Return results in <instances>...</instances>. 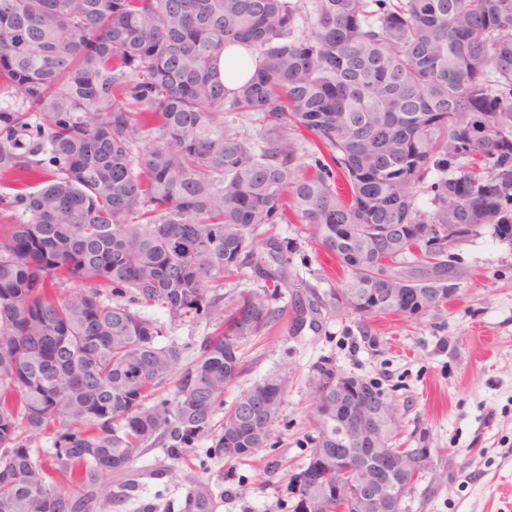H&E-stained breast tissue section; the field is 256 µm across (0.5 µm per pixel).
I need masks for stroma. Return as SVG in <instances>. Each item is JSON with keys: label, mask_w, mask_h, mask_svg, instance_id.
I'll return each instance as SVG.
<instances>
[{"label": "stroma", "mask_w": 512, "mask_h": 512, "mask_svg": "<svg viewBox=\"0 0 512 512\" xmlns=\"http://www.w3.org/2000/svg\"><path fill=\"white\" fill-rule=\"evenodd\" d=\"M274 232L293 242L288 274L295 290L316 294L322 306L317 327L302 336L280 324L250 341L245 372L224 392L229 403L267 376L287 377L266 448L228 463L210 454L208 436L177 461L155 447L137 463L151 478L104 512H183L200 480L213 492L210 512H292L291 477L304 465L314 431L305 378L322 358L384 391L401 425L394 447L430 449L433 468L408 494V512H512V243L486 232L455 249L459 289L440 311L359 318L333 308L341 270L305 225L279 224ZM153 317L185 346L188 361L215 329L161 311Z\"/></svg>", "instance_id": "1"}]
</instances>
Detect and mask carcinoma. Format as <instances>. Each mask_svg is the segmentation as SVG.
I'll return each instance as SVG.
<instances>
[{"label": "carcinoma", "instance_id": "cac0c4a2", "mask_svg": "<svg viewBox=\"0 0 512 512\" xmlns=\"http://www.w3.org/2000/svg\"><path fill=\"white\" fill-rule=\"evenodd\" d=\"M228 45L260 60L233 88L213 72ZM0 92V512H102L103 474L129 491L152 448L177 457L212 431L244 342L285 315L300 330L298 294L270 305L292 242L258 241L260 227L306 225L343 272L334 305L359 317L448 306L457 272L425 225L512 240V0H0ZM223 112L264 114L265 145ZM285 117L312 136L316 173L300 172ZM433 172L425 213L416 189ZM246 268L261 291H224ZM389 270L413 296L384 292ZM143 308L217 325L169 397L184 349ZM307 384L316 435L292 512H353L326 460L351 418L336 363H313ZM286 389L274 374L241 394L212 452L265 448ZM270 390V413L245 414ZM53 427L51 472L32 443ZM210 500L199 481L188 508Z\"/></svg>", "mask_w": 512, "mask_h": 512}]
</instances>
